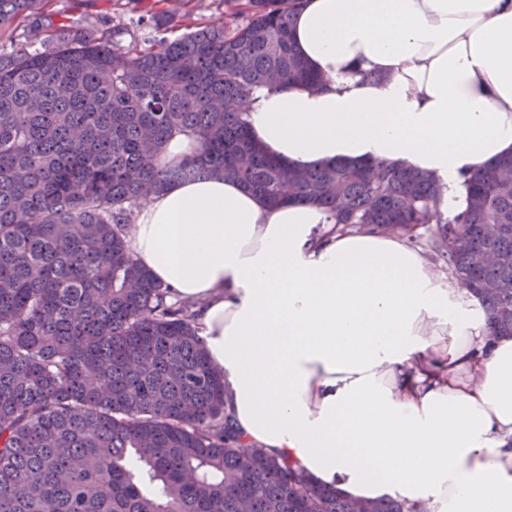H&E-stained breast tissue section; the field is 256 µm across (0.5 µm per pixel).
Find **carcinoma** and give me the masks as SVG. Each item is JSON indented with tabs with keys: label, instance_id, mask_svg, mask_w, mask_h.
I'll use <instances>...</instances> for the list:
<instances>
[{
	"label": "carcinoma",
	"instance_id": "cac0c4a2",
	"mask_svg": "<svg viewBox=\"0 0 512 512\" xmlns=\"http://www.w3.org/2000/svg\"><path fill=\"white\" fill-rule=\"evenodd\" d=\"M50 0H0V31ZM232 25L178 37L170 20L124 49L52 25L48 47L0 51V512H411L358 499L240 441L224 380L194 326L130 247L150 193L200 177L270 204L314 203L344 231L405 224L512 336V155L470 172L465 208L410 165L292 168L253 143L246 115L266 86L323 78L296 52L297 0H224ZM176 133L199 152L163 164ZM485 224H501L494 240Z\"/></svg>",
	"mask_w": 512,
	"mask_h": 512
}]
</instances>
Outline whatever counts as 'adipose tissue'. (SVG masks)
Instances as JSON below:
<instances>
[{
    "label": "adipose tissue",
    "mask_w": 512,
    "mask_h": 512,
    "mask_svg": "<svg viewBox=\"0 0 512 512\" xmlns=\"http://www.w3.org/2000/svg\"><path fill=\"white\" fill-rule=\"evenodd\" d=\"M293 42L330 84L254 93L269 156L412 165L455 214L465 174L512 154V0H300ZM408 240L208 177L152 195L131 247L197 301L245 443L357 498L512 512V337Z\"/></svg>",
    "instance_id": "adipose-tissue-1"
}]
</instances>
